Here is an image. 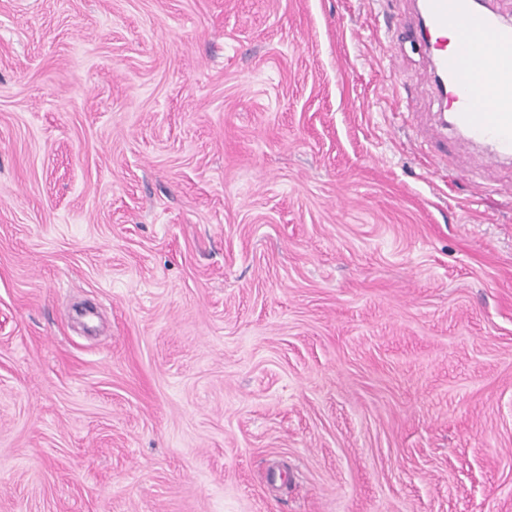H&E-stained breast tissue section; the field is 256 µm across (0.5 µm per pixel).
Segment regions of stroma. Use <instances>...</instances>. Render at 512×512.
I'll list each match as a JSON object with an SVG mask.
<instances>
[{
	"label": "stroma",
	"instance_id": "obj_1",
	"mask_svg": "<svg viewBox=\"0 0 512 512\" xmlns=\"http://www.w3.org/2000/svg\"><path fill=\"white\" fill-rule=\"evenodd\" d=\"M417 24L0 0V512H512V161Z\"/></svg>",
	"mask_w": 512,
	"mask_h": 512
}]
</instances>
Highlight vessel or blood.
<instances>
[{
    "mask_svg": "<svg viewBox=\"0 0 512 512\" xmlns=\"http://www.w3.org/2000/svg\"><path fill=\"white\" fill-rule=\"evenodd\" d=\"M420 9L439 45L432 70L447 80L452 125L470 141L489 146L493 158H512V25L476 10L473 0H421ZM450 33L456 47L448 52L441 44ZM485 57L501 88L492 99L476 77Z\"/></svg>",
    "mask_w": 512,
    "mask_h": 512,
    "instance_id": "b4317fda",
    "label": "vessel or blood"
}]
</instances>
